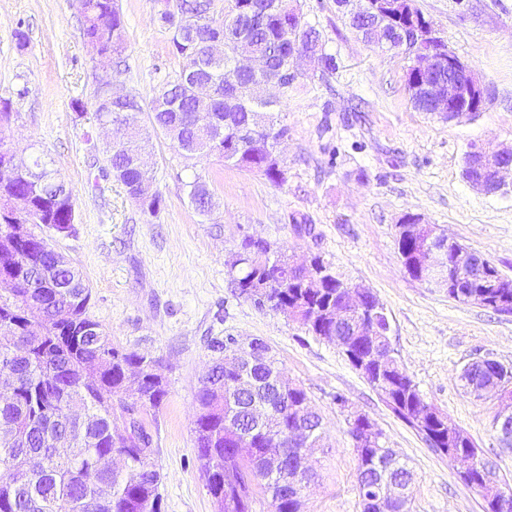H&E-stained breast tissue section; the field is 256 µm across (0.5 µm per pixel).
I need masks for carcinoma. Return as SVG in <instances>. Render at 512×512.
<instances>
[{
    "instance_id": "1",
    "label": "carcinoma",
    "mask_w": 512,
    "mask_h": 512,
    "mask_svg": "<svg viewBox=\"0 0 512 512\" xmlns=\"http://www.w3.org/2000/svg\"><path fill=\"white\" fill-rule=\"evenodd\" d=\"M270 5L271 0H227L225 4L176 0L182 19L197 25L196 34L172 36L173 47L183 59L182 71L157 91L149 120L152 129L167 136L184 158L216 154L237 168L258 170L279 185L285 177L275 143L288 128L277 125L273 112L288 100L297 84L287 65L285 36L297 35L305 48L314 52L321 79L335 74L338 65L320 32L290 7L288 0H282L278 12L269 10ZM244 14L261 18L260 26L249 34L272 60L270 74L281 81V94L274 100H246L249 79L238 77L228 53L224 61L211 67L199 64L205 40L221 32L224 42L232 44ZM82 32L92 51L101 47L119 57L125 50L123 20L115 0H87ZM201 79L214 82L216 98L209 111L221 126L220 138L204 151L195 122L199 108L191 89L192 82ZM142 111L137 97L130 95L114 107L112 115L127 118ZM136 149L145 147L126 142L124 128H117L105 149L108 168L143 211L155 214L163 197L155 189L143 192L144 174L130 157ZM31 167V173L22 174L0 164V237L10 238L16 231L8 216L9 199L28 196L32 204V211L23 219L27 232L17 242V255L13 259L0 256V273L22 283L20 288L0 291V384L12 390L11 399L0 400V470L12 475L11 483L0 484V512H162L160 474L148 462L152 436L142 425L126 433L119 420L135 409L161 406L168 393L167 382L150 376L140 352L113 346L101 325L87 314L91 292L82 270L60 266L57 251L36 232L43 226H51L59 234L70 232L75 223L72 192L52 168V161L37 155ZM186 188L197 211L211 212L213 194L202 177L194 176ZM238 247L241 254L228 274L237 294L245 299H253L255 290L263 288L267 290L266 308L288 314L304 308H334L344 298L349 282L336 273L321 287L309 288L302 279L288 277V258L276 252L271 242L243 239ZM489 271L501 287L471 289L474 303L496 312L511 310L512 281L495 266ZM367 306L381 339L388 333L385 308L374 294ZM59 309L68 311L67 319L56 318ZM32 317L39 320L36 345L17 353L15 337L25 331ZM362 321L354 311L339 334L330 321L315 322L308 332L325 339L340 335L344 341L341 353L352 364L362 354L364 338L358 334ZM221 363L220 385L241 394L237 398L239 423L243 431L252 433L254 459L244 464L229 451L234 440L224 427V400L205 383L197 397L202 412L195 421V447L204 461L207 487L218 505L227 498L233 512H252L255 487L261 484L267 489L278 481L267 460L273 439H285L297 422L306 423L310 441L302 454L307 457L319 445L322 420L302 387L294 385L283 391L269 382V374L256 371L253 384L242 391L233 361L223 359ZM504 369L500 362L485 359L461 376V381L466 391L477 397L479 388ZM132 377L143 378L145 400L137 404L127 398V382ZM369 384L384 401H393L392 412L423 440L440 437V444L456 451L473 447L470 436L449 419L434 424L420 421L417 406L424 398L398 362ZM254 407L260 409L259 422L251 417ZM118 450L128 457L125 468L112 471L98 466L100 457ZM357 461L363 512H370L369 503L399 474H406L403 487L410 486L411 473L405 463L395 449L382 442L379 448L357 455ZM270 506L271 512H298L299 503L294 493L280 492Z\"/></svg>"
}]
</instances>
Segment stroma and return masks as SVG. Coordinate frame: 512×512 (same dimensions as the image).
<instances>
[{
  "mask_svg": "<svg viewBox=\"0 0 512 512\" xmlns=\"http://www.w3.org/2000/svg\"><path fill=\"white\" fill-rule=\"evenodd\" d=\"M450 50L472 64L495 95L473 117L448 122L416 111L405 88L409 62L367 46L335 0H297L340 68L329 81L306 71L276 116L286 180L274 185L216 156L182 158L163 134H151L153 186L165 204L144 213L110 173L94 118L96 64L84 43L75 0H0V99L11 103L0 135L18 153L34 147L72 191L70 233L45 229L55 249L83 270L89 315L112 344L162 359L168 394L140 418L153 438L162 512H219L194 443L197 393L213 358V338L232 334L270 346L277 366L302 386L323 421L302 488V512H361L357 457L348 411L369 416L413 472L411 512H483L446 457L398 419L335 345L298 322L238 296L227 263L241 235L262 236L286 255L315 253L383 303L390 345L426 402L474 440L512 483V448L493 424L496 396L466 394L465 365L493 359L512 367V314L448 297L446 281L412 279L398 254L397 222L406 214L439 225L512 279V191L484 195L462 176L469 147H512V0H416ZM126 48L117 76L123 91L150 106L176 79L182 60L161 18L164 0H119ZM26 45H19L18 34ZM85 105L76 116L73 99ZM202 176L214 195L198 213L185 181ZM306 216L298 233L292 216ZM347 408H340L337 396Z\"/></svg>",
  "mask_w": 512,
  "mask_h": 512,
  "instance_id": "1",
  "label": "stroma"
}]
</instances>
